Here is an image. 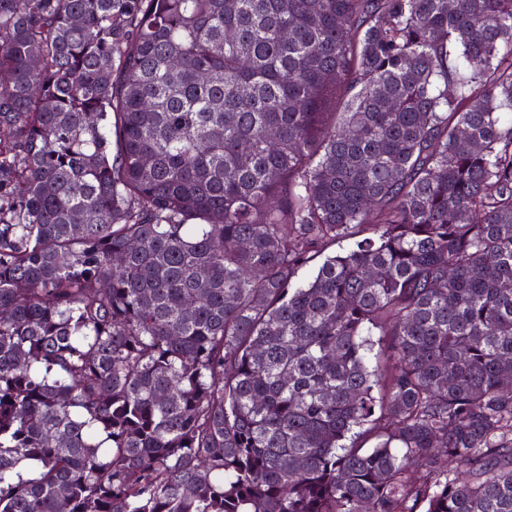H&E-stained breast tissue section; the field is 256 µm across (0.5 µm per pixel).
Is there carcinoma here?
Segmentation results:
<instances>
[{
	"instance_id": "cac0c4a2",
	"label": "carcinoma",
	"mask_w": 512,
	"mask_h": 512,
	"mask_svg": "<svg viewBox=\"0 0 512 512\" xmlns=\"http://www.w3.org/2000/svg\"><path fill=\"white\" fill-rule=\"evenodd\" d=\"M0 74V512H512V0H0Z\"/></svg>"
}]
</instances>
